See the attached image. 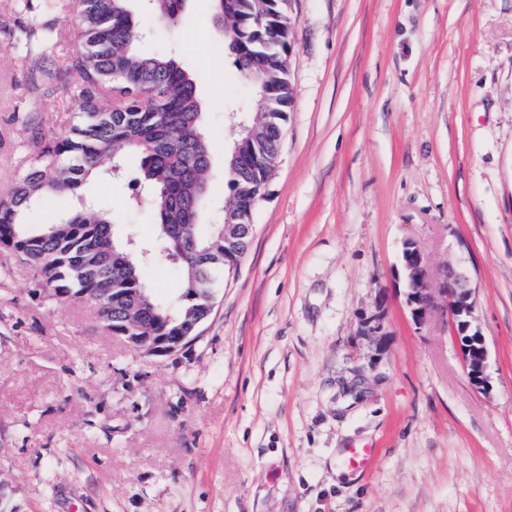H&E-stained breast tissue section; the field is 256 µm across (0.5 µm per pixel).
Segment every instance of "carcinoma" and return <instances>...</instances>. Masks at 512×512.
Here are the masks:
<instances>
[{"mask_svg": "<svg viewBox=\"0 0 512 512\" xmlns=\"http://www.w3.org/2000/svg\"><path fill=\"white\" fill-rule=\"evenodd\" d=\"M25 17L15 44L23 62L37 74L34 87L56 84L73 93L80 112L71 115L68 133L52 127L28 145L23 171L10 194L0 199V250L21 258L36 284L54 289L58 305L77 302L87 293L100 297L93 307L99 329L119 327L131 336H158L195 320L196 306L212 295L224 273L238 259V249L224 241V225L202 228L210 176V144L202 127L201 103L193 75L171 53L143 56V38L131 0H12ZM214 23L242 79L255 87L262 110L239 126L227 158V186L233 205L229 224H248L253 197L278 164L280 137L292 104L288 71L291 33L289 0H212ZM158 19L180 23L184 0H153ZM68 13L74 25L63 28L57 15ZM77 47L63 72L38 67L37 54ZM140 160V191L131 206L155 213L157 234L135 245L117 242L111 213L80 204L61 224L32 225L24 212L50 196L72 195L109 163L125 166ZM154 260L168 263L195 288L190 303L177 296L157 302L142 269ZM140 288L146 311L127 316V294Z\"/></svg>", "mask_w": 512, "mask_h": 512, "instance_id": "carcinoma-1", "label": "carcinoma"}]
</instances>
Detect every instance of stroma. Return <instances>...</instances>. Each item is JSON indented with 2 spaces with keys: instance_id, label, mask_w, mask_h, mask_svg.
Masks as SVG:
<instances>
[{
  "instance_id": "35a3bbf8",
  "label": "stroma",
  "mask_w": 512,
  "mask_h": 512,
  "mask_svg": "<svg viewBox=\"0 0 512 512\" xmlns=\"http://www.w3.org/2000/svg\"><path fill=\"white\" fill-rule=\"evenodd\" d=\"M139 10L142 53L193 74L211 147L202 221L231 203L233 116L262 101L211 0L179 26ZM293 103L247 251L196 340L141 356L59 306L0 250V512H512V0H290ZM0 22V197L41 113ZM127 178L81 195L151 238ZM80 195V196H81ZM476 286L489 391L439 318L414 326L407 239ZM378 318L383 337L364 334ZM376 445L372 469L339 465ZM377 459V448L365 444L346 448L339 459L343 469L353 475L369 470Z\"/></svg>"
}]
</instances>
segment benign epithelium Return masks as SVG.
<instances>
[{"label":"benign epithelium","instance_id":"1","mask_svg":"<svg viewBox=\"0 0 512 512\" xmlns=\"http://www.w3.org/2000/svg\"><path fill=\"white\" fill-rule=\"evenodd\" d=\"M404 262L409 270L405 303L413 323L420 327L433 315H440L454 335L469 382L477 389L487 390L488 349L479 327L474 324L475 291L470 276L450 264L436 274L420 254ZM116 336L150 357L170 355L190 339L189 332L183 329L171 336H128L120 331Z\"/></svg>","mask_w":512,"mask_h":512}]
</instances>
